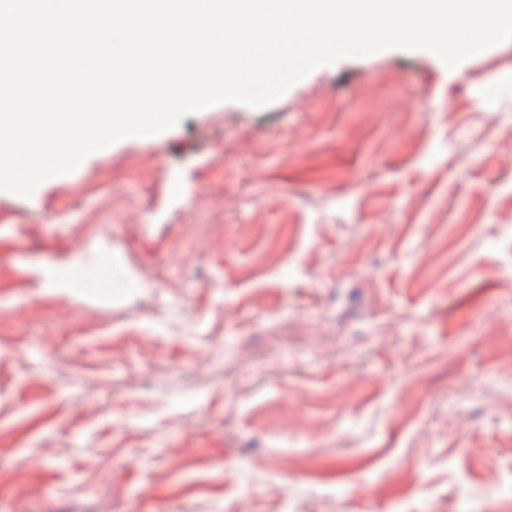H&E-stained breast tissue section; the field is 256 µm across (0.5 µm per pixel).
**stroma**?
<instances>
[{"instance_id": "obj_1", "label": "stroma", "mask_w": 512, "mask_h": 512, "mask_svg": "<svg viewBox=\"0 0 512 512\" xmlns=\"http://www.w3.org/2000/svg\"><path fill=\"white\" fill-rule=\"evenodd\" d=\"M0 512H512V40L0 191Z\"/></svg>"}]
</instances>
